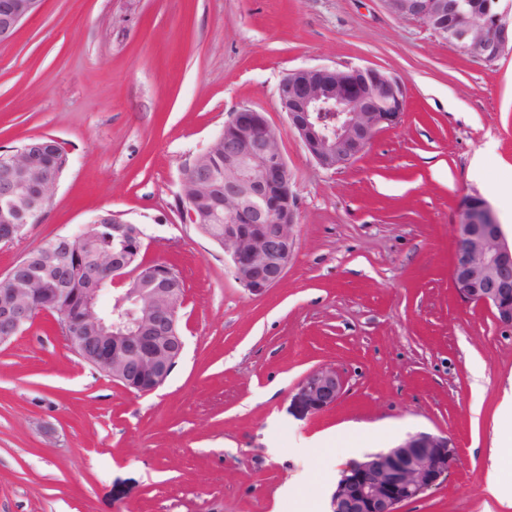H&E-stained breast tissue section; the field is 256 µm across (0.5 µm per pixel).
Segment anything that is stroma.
<instances>
[{
  "label": "stroma",
  "mask_w": 512,
  "mask_h": 512,
  "mask_svg": "<svg viewBox=\"0 0 512 512\" xmlns=\"http://www.w3.org/2000/svg\"><path fill=\"white\" fill-rule=\"evenodd\" d=\"M375 68L407 87L400 123L355 162L318 165L277 87L300 68ZM263 112L298 200L297 247L263 294L185 223L184 167L241 106ZM69 165L28 251L113 211L144 231L146 260L186 284L184 354L136 394L83 362L50 314L0 344V512H332L341 468L424 430L451 437L446 484L402 512H512L493 498L489 450L512 431V332L463 303L452 277L464 196L512 209V53L465 55L382 0H41L0 44V148L33 137ZM482 157L481 171L472 161ZM331 366L339 404L298 385ZM375 432L369 445L357 431ZM345 393V381L334 368L309 372L300 382L299 396L309 408L321 411L336 406Z\"/></svg>",
  "instance_id": "1"
}]
</instances>
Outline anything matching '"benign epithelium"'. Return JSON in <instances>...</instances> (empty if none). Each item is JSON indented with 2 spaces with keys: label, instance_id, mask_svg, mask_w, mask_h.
I'll return each instance as SVG.
<instances>
[{
  "label": "benign epithelium",
  "instance_id": "benign-epithelium-1",
  "mask_svg": "<svg viewBox=\"0 0 512 512\" xmlns=\"http://www.w3.org/2000/svg\"><path fill=\"white\" fill-rule=\"evenodd\" d=\"M41 0H0V44L12 41L37 13ZM386 11L401 20L424 24L442 42L493 64L512 52V3L490 0V21L475 32L448 25V13L468 0H382ZM278 98L293 130L309 155L323 168L341 169L354 162L380 131L394 127L405 110V82L374 68H303L279 83ZM224 169L206 167L198 154L181 178L195 192L180 189L179 200L190 224L208 221L205 207L224 188V236L211 240L224 248L237 282L261 294L285 277L296 251L297 200L279 140L263 113L242 108L224 123ZM36 158L25 150L10 151L0 164V243L20 231L18 222L50 203L34 190ZM112 230L134 244L143 232L119 214ZM112 282L128 285L115 298L112 315L99 316L95 297L82 301L76 322L62 317V335L84 362L126 390L149 394L161 387L184 350L179 331L183 307L176 273L158 262L130 267L127 259L101 256ZM452 276L457 295L489 309L499 328L512 331V245L508 244L489 202L474 195L462 201L455 220ZM31 288L0 289V334L6 343L22 333L36 309ZM345 381L334 368L309 372L299 396L321 411L338 404ZM456 448L447 434L417 432L394 446L367 453L342 470L332 494L333 512H400L403 505L425 497L448 479Z\"/></svg>",
  "mask_w": 512,
  "mask_h": 512
}]
</instances>
